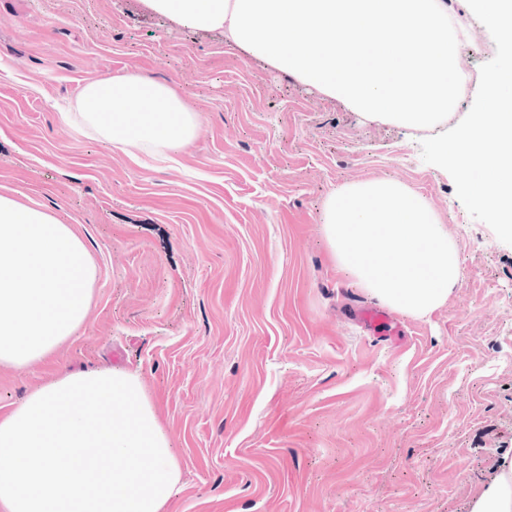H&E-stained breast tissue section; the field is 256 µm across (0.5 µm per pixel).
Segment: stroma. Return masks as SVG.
<instances>
[{
  "label": "stroma",
  "mask_w": 512,
  "mask_h": 512,
  "mask_svg": "<svg viewBox=\"0 0 512 512\" xmlns=\"http://www.w3.org/2000/svg\"><path fill=\"white\" fill-rule=\"evenodd\" d=\"M496 46L471 22L470 110ZM176 83L201 132L171 159L66 123L90 80ZM423 130L363 121L142 0H0V186L76 225L95 302L54 357L0 365V413L62 371L120 366L176 448L177 512H471L512 455V245L425 163ZM392 179L456 245L462 278L425 318L338 273L329 192Z\"/></svg>",
  "instance_id": "stroma-1"
}]
</instances>
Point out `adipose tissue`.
Returning a JSON list of instances; mask_svg holds the SVG:
<instances>
[{
    "label": "adipose tissue",
    "mask_w": 512,
    "mask_h": 512,
    "mask_svg": "<svg viewBox=\"0 0 512 512\" xmlns=\"http://www.w3.org/2000/svg\"><path fill=\"white\" fill-rule=\"evenodd\" d=\"M64 118L158 159L200 132L174 86L135 73L86 83ZM97 278L73 225L0 192V365L25 369L74 338ZM181 476L139 371L63 372L0 414V512H166ZM472 512H512L511 458Z\"/></svg>",
    "instance_id": "obj_1"
}]
</instances>
